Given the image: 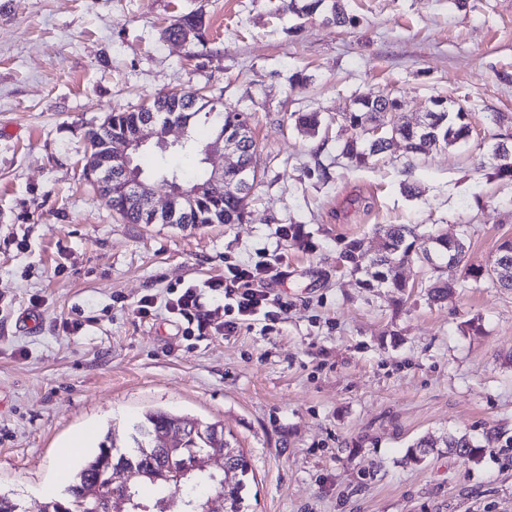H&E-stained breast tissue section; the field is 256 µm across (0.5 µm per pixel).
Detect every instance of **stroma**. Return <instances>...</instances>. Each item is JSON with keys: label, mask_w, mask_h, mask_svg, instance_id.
<instances>
[{"label": "stroma", "mask_w": 512, "mask_h": 512, "mask_svg": "<svg viewBox=\"0 0 512 512\" xmlns=\"http://www.w3.org/2000/svg\"><path fill=\"white\" fill-rule=\"evenodd\" d=\"M299 0H0V494L42 512L106 433L156 409L223 427L249 460L248 512H512V289L427 267L404 306L362 288L341 254L386 224L464 237L489 268L512 237V181L489 150L512 114V0H348L355 26ZM196 12L203 41L166 39ZM387 89L417 122L447 95L471 136L410 160L349 167L347 128L310 135L291 112L344 110ZM201 91L248 115L258 176L241 224H128L83 175L115 109ZM416 188L409 197L403 181ZM297 224L301 237H281ZM275 260L273 325L185 337L164 306L225 264ZM158 304L149 318L134 308ZM481 329L464 333L466 321ZM491 437L466 461L422 436Z\"/></svg>", "instance_id": "35a3bbf8"}]
</instances>
